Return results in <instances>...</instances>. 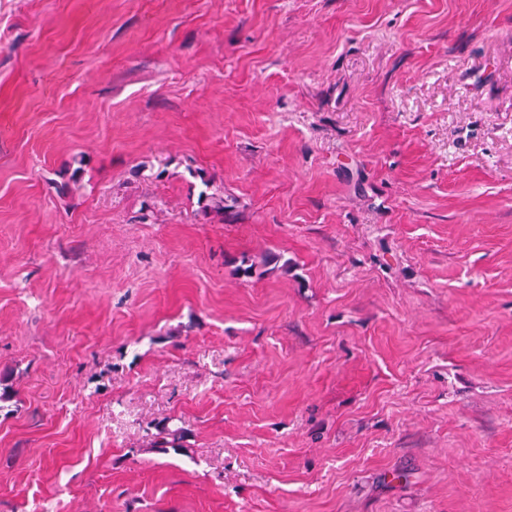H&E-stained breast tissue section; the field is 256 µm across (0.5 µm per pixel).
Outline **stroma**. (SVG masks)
Instances as JSON below:
<instances>
[{
    "label": "stroma",
    "instance_id": "stroma-1",
    "mask_svg": "<svg viewBox=\"0 0 512 512\" xmlns=\"http://www.w3.org/2000/svg\"><path fill=\"white\" fill-rule=\"evenodd\" d=\"M45 505L512 512V0H0V512Z\"/></svg>",
    "mask_w": 512,
    "mask_h": 512
}]
</instances>
